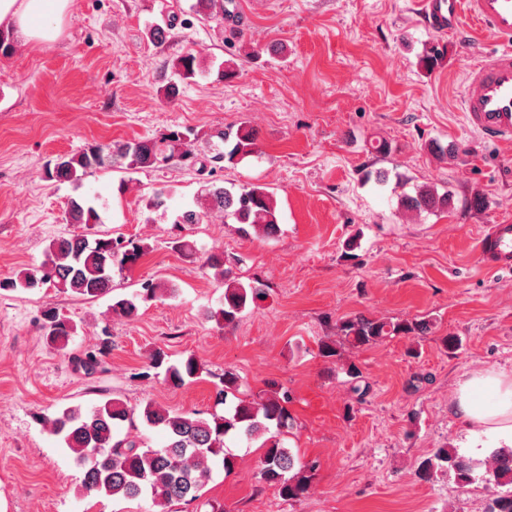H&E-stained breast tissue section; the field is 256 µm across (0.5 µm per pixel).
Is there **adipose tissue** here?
Segmentation results:
<instances>
[{
  "label": "adipose tissue",
  "mask_w": 512,
  "mask_h": 512,
  "mask_svg": "<svg viewBox=\"0 0 512 512\" xmlns=\"http://www.w3.org/2000/svg\"><path fill=\"white\" fill-rule=\"evenodd\" d=\"M72 0H0V30L34 47L55 43ZM456 418L488 438L490 447H512V372L488 369L461 381L452 401Z\"/></svg>",
  "instance_id": "obj_1"
}]
</instances>
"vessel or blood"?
<instances>
[{"label": "vessel or blood", "instance_id": "b4317fda", "mask_svg": "<svg viewBox=\"0 0 512 512\" xmlns=\"http://www.w3.org/2000/svg\"><path fill=\"white\" fill-rule=\"evenodd\" d=\"M434 32L456 31L461 18L498 38L490 59L471 69L462 110L468 125L487 140L512 144V0H419ZM479 254L500 271L512 270V224H497L482 239Z\"/></svg>", "mask_w": 512, "mask_h": 512}]
</instances>
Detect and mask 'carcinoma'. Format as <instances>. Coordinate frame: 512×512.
<instances>
[{"mask_svg":"<svg viewBox=\"0 0 512 512\" xmlns=\"http://www.w3.org/2000/svg\"><path fill=\"white\" fill-rule=\"evenodd\" d=\"M195 13L203 19L224 17V0H196ZM447 46L433 45L419 58V65L431 72L447 55ZM212 162L234 164L258 151V134L246 125L225 127L214 133ZM177 161L187 167L195 165L189 133L171 131L158 140H137L112 144H89L79 151L60 158L46 170V178L57 182H79L94 172L122 169L132 172ZM205 206L187 209L176 215L175 224H202L214 216H222L241 231L251 228L266 237L278 230L276 206L269 192L261 185L226 187L209 183L202 190ZM450 195L419 189L401 198V205L414 211L448 210ZM69 224L101 223L93 204L83 198L70 199L66 211ZM148 246L140 239L123 235L89 240L83 233L63 235L48 247L47 260L38 267L27 268L0 288L32 290L51 285L64 292L84 298H96L112 290L114 275L137 266ZM224 254H213L209 265L220 270L224 278V301L213 312L218 323L237 321L247 305L265 295L263 284L245 285L230 277ZM162 291L161 284L142 283L141 290L131 297L112 303V314L132 318L138 302L150 301ZM43 329L47 340L56 347H65L75 333L69 319L55 309L45 313ZM426 319L412 321H382L360 314L341 317L336 321L338 344L324 342V357L338 354V347L359 349L392 336L421 335L431 330ZM166 367V374L175 385L197 374L195 360L189 358L183 366L167 364L166 354L155 352L150 367ZM241 383L231 370L224 371L214 383L215 405L224 406V413L203 416L199 411H170L151 403L141 411L112 399L88 413L80 408H66L48 420L54 435L60 437L74 454L84 473L82 486L87 494L124 499H149L167 512L173 504H189L199 499V493L211 472L210 462L221 461L224 470L234 466V456L226 449V440L248 442L263 439L265 448L259 461L258 475L262 482L277 489L285 499L303 494L316 471V464L303 462L285 438L293 429L294 419L288 411V392L274 388L258 398H240ZM125 433H120L122 424ZM160 429L166 438L161 448L147 444L138 424ZM416 475L429 479L437 475L454 478L466 487L481 483L488 492L483 512H512V448H488L484 457L474 464L460 455L458 449L443 445L432 449L419 461Z\"/></svg>","mask_w":512,"mask_h":512,"instance_id":"cac0c4a2","label":"carcinoma"}]
</instances>
